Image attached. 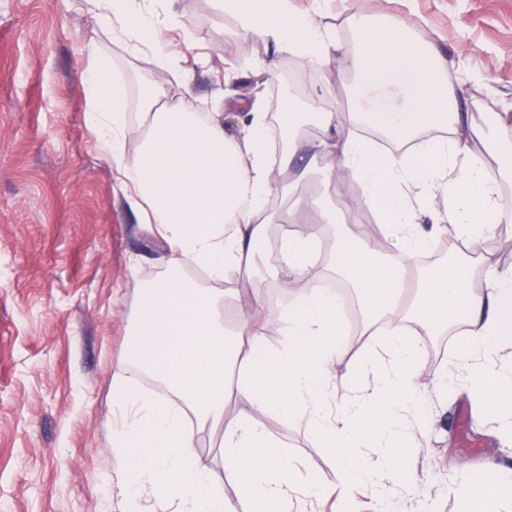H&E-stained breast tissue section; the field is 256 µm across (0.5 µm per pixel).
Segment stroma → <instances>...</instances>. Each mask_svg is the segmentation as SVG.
Wrapping results in <instances>:
<instances>
[{
  "label": "stroma",
  "instance_id": "stroma-1",
  "mask_svg": "<svg viewBox=\"0 0 512 512\" xmlns=\"http://www.w3.org/2000/svg\"><path fill=\"white\" fill-rule=\"evenodd\" d=\"M184 28L166 31L169 50L192 38L202 63L183 88L150 57L110 40L97 21L95 0H0V512H123L112 487L125 465L112 453V378H136L159 396L157 377L136 373L128 331L141 284L167 270L168 252L131 209L114 163L98 147L84 112L81 50L96 43L137 97L142 80L170 96L205 101L228 136H238L246 113L238 99L259 98L268 118L284 103L274 86L289 59L242 35L234 17L213 0H181ZM322 21L344 47L354 42L358 17L405 21L415 36L446 59L459 104L483 129L473 150L485 162L495 130L491 115L512 113V0H323ZM276 62L274 74L265 67ZM351 84L344 56L330 75L312 71L306 93L317 110L336 107ZM466 252L512 268V220L501 222ZM349 356L330 371L348 373L350 360L382 354V324L348 321ZM424 351L420 394L427 424L416 432V479L400 485L342 487L334 460L306 418L268 427L296 466L298 512H339L353 500L358 512L398 503L404 512H454L469 473L495 460L512 469V440L475 416L459 332L416 336ZM223 424L196 433V449L211 467L216 491L238 503L224 476ZM321 479L326 494L305 489Z\"/></svg>",
  "mask_w": 512,
  "mask_h": 512
}]
</instances>
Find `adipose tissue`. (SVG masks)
<instances>
[{"instance_id":"adipose-tissue-1","label":"adipose tissue","mask_w":512,"mask_h":512,"mask_svg":"<svg viewBox=\"0 0 512 512\" xmlns=\"http://www.w3.org/2000/svg\"><path fill=\"white\" fill-rule=\"evenodd\" d=\"M237 17L246 35L301 60L306 69L329 71L342 46L320 20L319 6L300 11L294 0H214ZM175 0H96L97 20L110 38L134 54L148 55L155 67L189 85L191 72L164 46L159 14L179 21ZM349 65L354 87H401L407 101L370 108H339L316 115L318 127L336 132V142L305 139L303 115L289 108L281 126L287 147L272 156L265 113L252 102L250 124L229 138L205 107L170 97L153 81L139 87V109L131 111L126 80L87 49L85 112L97 140L129 189L130 205L155 231L168 251L167 271L146 283L131 327V361L157 376L173 401L140 393L135 382L112 381V403L124 415L112 429V452L127 464L122 484L125 512H141L154 500L160 512H293V461L263 420L287 424L307 417L347 482L387 476L410 482L409 461L417 451L408 423H423L417 389L422 359L408 339L417 321L429 333L465 324L468 339L459 350L467 378L483 411L493 413L504 432L512 431V371L488 368L478 358L488 346L512 340V270L489 268L486 286L469 282L472 259L458 254L429 272L416 259L438 235L479 240L512 209L500 186L512 178V114L493 113L495 165L471 150L479 133L460 111L442 58L416 40L407 23L361 22ZM142 127L138 150L127 157L132 118ZM313 157L332 154L324 181L296 195L309 168L295 165L300 148ZM288 172L273 186V168ZM359 182L367 206L397 245L386 249L371 231L342 235L335 272L353 290L350 305L369 322L386 321L384 354L366 355L347 377L335 380L330 365L350 345L336 297L309 271L316 263L318 233L304 215L315 210L320 222L344 226L353 214L331 199L345 179ZM294 193L291 228L269 275L287 270L303 278L301 291L285 306L271 305L255 291L246 312L233 324L220 319V297L187 282L184 260L212 278L236 269L248 281L258 277L256 256L267 235L261 214L274 189ZM429 217L430 226L421 224ZM287 322L286 339L266 344V330ZM352 390L353 398L332 412L331 390ZM247 403L253 416L223 422L230 396ZM223 422L221 452L225 477L241 491L240 505L224 501L209 481V467L195 448V424ZM512 495V472L490 461L467 482L456 512H498Z\"/></svg>"}]
</instances>
